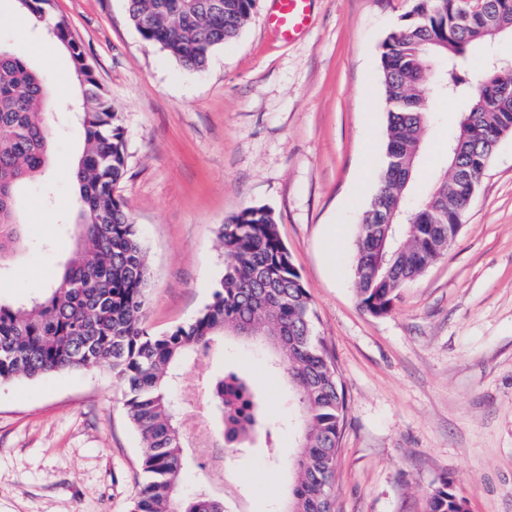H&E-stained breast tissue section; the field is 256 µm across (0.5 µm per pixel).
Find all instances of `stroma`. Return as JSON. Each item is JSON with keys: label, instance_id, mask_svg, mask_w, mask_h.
I'll use <instances>...</instances> for the list:
<instances>
[{"label": "stroma", "instance_id": "stroma-1", "mask_svg": "<svg viewBox=\"0 0 512 512\" xmlns=\"http://www.w3.org/2000/svg\"><path fill=\"white\" fill-rule=\"evenodd\" d=\"M414 0H312L307 29L290 42L257 0L240 36L200 70L183 67L131 24L126 0H54L83 45L125 129L119 186L143 237L150 270L146 326L191 321L224 274L220 228L246 207L270 209L332 355L348 411L331 480L332 512H427L442 479L469 512H512V134L490 165L447 253L397 292L391 312L359 305L353 278L358 226L385 164L386 101L379 49ZM0 0V40L51 79L56 131L48 171L25 189L24 250L0 271V299L52 283L74 247L73 216L53 198L74 194L83 148L57 75L68 55L40 27L23 28ZM434 121L421 163L447 166L458 102L430 99ZM343 235L323 247L330 225ZM227 369L250 376L264 441L230 454L227 512H278L299 451L294 406L265 349L235 339L184 371L206 395ZM105 366L0 384V512H132L144 483L143 448Z\"/></svg>", "mask_w": 512, "mask_h": 512}]
</instances>
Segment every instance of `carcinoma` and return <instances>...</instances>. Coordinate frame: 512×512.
<instances>
[{
    "label": "carcinoma",
    "mask_w": 512,
    "mask_h": 512,
    "mask_svg": "<svg viewBox=\"0 0 512 512\" xmlns=\"http://www.w3.org/2000/svg\"><path fill=\"white\" fill-rule=\"evenodd\" d=\"M45 23L69 55L78 84L73 112L83 150L72 171L77 251L61 276L20 302L0 301V384L105 365L126 384L125 407L143 447L145 484L134 512H226L210 483L180 491L187 462L182 405L174 390L190 365L224 349V336L265 342L288 376L300 425V452L289 463L286 512H331L330 480L345 425V394L322 340L310 296L272 212L247 207L221 229L224 275L212 301L190 322L155 335L145 326L148 262L143 240L117 194L126 169L119 113L81 43L54 20L51 0H16ZM127 0L142 39L182 66L202 69L212 51L236 38L256 0ZM512 33V0H482L463 18L459 0H415L380 46L387 105L386 164L359 225L354 280L361 307L389 313L395 291L448 251V225L461 223L497 143L512 132V67L492 64L490 24ZM488 56L475 73L469 56ZM463 101L448 137V167L417 208L406 209L419 153L432 120L428 96ZM45 73L0 43V268L23 246L18 206L44 170L52 140ZM210 433L222 448H247L259 431L274 447L275 424L243 377L228 373L209 387ZM428 512H467L452 481L430 495Z\"/></svg>",
    "instance_id": "carcinoma-1"
}]
</instances>
